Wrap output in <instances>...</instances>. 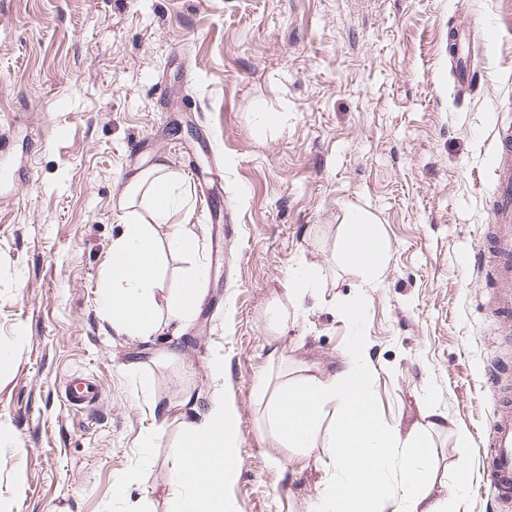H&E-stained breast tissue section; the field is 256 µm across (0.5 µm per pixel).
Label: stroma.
I'll list each match as a JSON object with an SVG mask.
<instances>
[{
    "label": "stroma",
    "mask_w": 512,
    "mask_h": 512,
    "mask_svg": "<svg viewBox=\"0 0 512 512\" xmlns=\"http://www.w3.org/2000/svg\"><path fill=\"white\" fill-rule=\"evenodd\" d=\"M264 112L287 128L260 132ZM509 129L512 0H0V512H169L168 450L217 394L237 411L232 512H309L325 458L277 443L255 383L325 374L357 333L378 418L429 437L433 496L463 457L456 512H503L480 453L486 372L512 378V326L488 310L498 283L473 271ZM161 156L186 197L170 221L200 247L166 258L158 285L199 260L205 299L179 332L132 339L99 295L113 239L150 218L124 187ZM352 208L389 244L371 282L333 257ZM300 265L322 286L273 338ZM80 375L99 396L74 410L64 386Z\"/></svg>",
    "instance_id": "1"
}]
</instances>
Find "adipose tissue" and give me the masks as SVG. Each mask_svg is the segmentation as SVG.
<instances>
[{
    "instance_id": "obj_1",
    "label": "adipose tissue",
    "mask_w": 512,
    "mask_h": 512,
    "mask_svg": "<svg viewBox=\"0 0 512 512\" xmlns=\"http://www.w3.org/2000/svg\"><path fill=\"white\" fill-rule=\"evenodd\" d=\"M124 196L146 200L152 218L147 224H125L113 240L100 306L116 334L145 339L155 335L161 323L184 325L200 304V295L183 288L172 289L162 299L157 296L164 254L191 249L195 235L188 225L170 221L181 185L166 160L128 182ZM159 224L168 225L166 235L156 232ZM338 255L369 280L376 279L390 259L387 241L359 209L347 210L343 217ZM373 370L366 341L357 336L341 355L338 369L327 376L312 374L301 383L275 387L259 379L256 389L267 397L265 429L297 453L325 449L332 475L311 512H384L388 507L393 512H450L465 487L468 462L456 464L448 500L431 497L428 446L415 433H401L376 417ZM328 416L333 424L325 431L321 424ZM183 430L188 442H177L171 450L176 463L172 512H230L224 491L238 477L240 466L201 468L196 451L211 448L237 458L233 409L223 397H214L204 414L184 422Z\"/></svg>"
}]
</instances>
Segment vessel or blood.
I'll return each mask as SVG.
<instances>
[{
	"mask_svg": "<svg viewBox=\"0 0 512 512\" xmlns=\"http://www.w3.org/2000/svg\"><path fill=\"white\" fill-rule=\"evenodd\" d=\"M500 150L509 163L494 187L498 221L485 226L479 253L491 263L495 279L506 286L493 296L490 311L507 318L512 317V139L503 138ZM493 388L497 402L487 423L488 448L482 455V472L497 501L508 506L512 504V384L500 378L494 380ZM97 394L96 385L89 380L72 381L65 388V400L73 407L92 401Z\"/></svg>",
	"mask_w": 512,
	"mask_h": 512,
	"instance_id": "b4317fda",
	"label": "vessel or blood"
}]
</instances>
